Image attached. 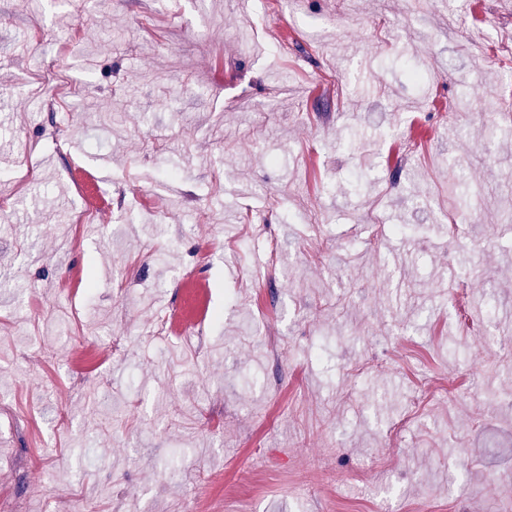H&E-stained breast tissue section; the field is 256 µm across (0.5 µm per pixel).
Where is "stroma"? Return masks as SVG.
Returning a JSON list of instances; mask_svg holds the SVG:
<instances>
[{
	"label": "stroma",
	"mask_w": 512,
	"mask_h": 512,
	"mask_svg": "<svg viewBox=\"0 0 512 512\" xmlns=\"http://www.w3.org/2000/svg\"><path fill=\"white\" fill-rule=\"evenodd\" d=\"M501 42L512 0H0L16 512H497ZM188 267L201 346L153 336Z\"/></svg>",
	"instance_id": "obj_1"
}]
</instances>
